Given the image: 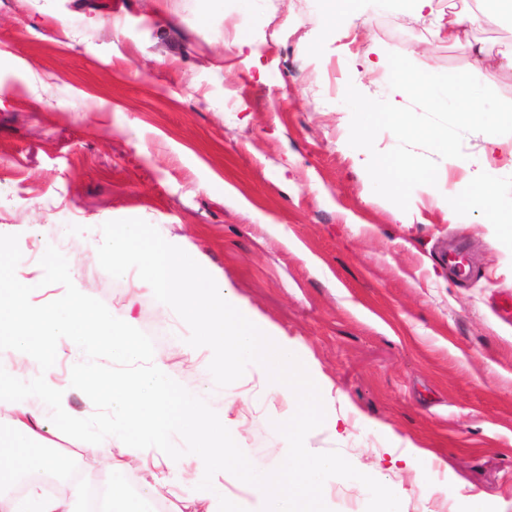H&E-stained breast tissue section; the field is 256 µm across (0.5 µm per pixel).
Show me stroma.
<instances>
[{
    "mask_svg": "<svg viewBox=\"0 0 512 512\" xmlns=\"http://www.w3.org/2000/svg\"><path fill=\"white\" fill-rule=\"evenodd\" d=\"M164 2L154 14L149 0H0V249L18 257L29 306L74 289L130 317L175 380L238 426L252 463L279 465L288 401L274 383L250 368L216 387L174 310L136 271L101 268V225L143 219L303 347L330 417L312 452L372 469L405 512H512V321L493 308L512 291V250L480 213L438 204L465 175L447 163L439 196L415 191L408 210L375 194L344 102L350 85L386 99L362 66L374 46L474 74L473 44L500 60L512 20L466 24L451 43L395 0H363L333 36L320 0ZM245 18L254 66L236 47ZM483 147L465 136L472 168L512 176V140ZM452 241L472 265L463 282L442 260ZM39 433L105 486L82 441L49 420Z\"/></svg>",
    "mask_w": 512,
    "mask_h": 512,
    "instance_id": "35a3bbf8",
    "label": "stroma"
}]
</instances>
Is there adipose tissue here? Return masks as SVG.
Segmentation results:
<instances>
[{
    "label": "adipose tissue",
    "mask_w": 512,
    "mask_h": 512,
    "mask_svg": "<svg viewBox=\"0 0 512 512\" xmlns=\"http://www.w3.org/2000/svg\"><path fill=\"white\" fill-rule=\"evenodd\" d=\"M15 259L0 251V334L10 337L21 358L43 360L41 372L18 378L10 363L0 361V412L10 418L11 443L0 448V490L32 470L61 472L63 459L43 453L37 446L38 425L44 413L59 422L71 418L68 393L55 385L47 364L51 353L66 345L84 355L101 354L124 363L140 357L143 347L129 322H117L93 309L82 293L76 292L52 308L31 309L24 284L4 287L13 273ZM0 512H81L73 499L51 497L30 487L26 496L14 499L1 495Z\"/></svg>",
    "instance_id": "adipose-tissue-1"
}]
</instances>
